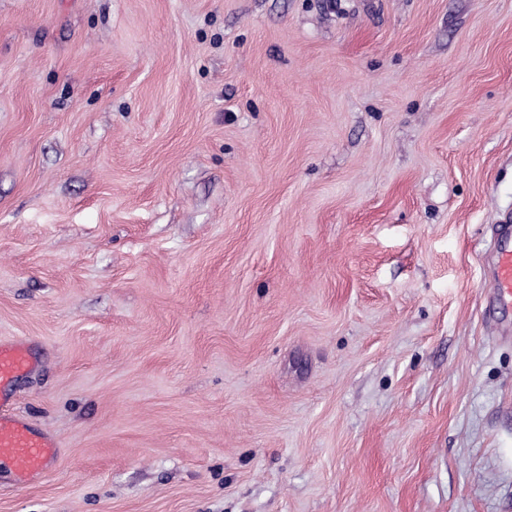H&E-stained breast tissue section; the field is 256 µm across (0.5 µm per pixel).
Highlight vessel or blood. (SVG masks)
I'll return each instance as SVG.
<instances>
[{"label": "vessel or blood", "instance_id": "1", "mask_svg": "<svg viewBox=\"0 0 512 512\" xmlns=\"http://www.w3.org/2000/svg\"><path fill=\"white\" fill-rule=\"evenodd\" d=\"M493 294L498 304L512 308V248L496 250L493 262ZM37 364L31 343L19 337L0 342V396ZM58 456L55 441L37 431L29 421L10 410L0 409V471L8 470L17 485L48 473Z\"/></svg>", "mask_w": 512, "mask_h": 512}]
</instances>
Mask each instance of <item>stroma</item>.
I'll return each mask as SVG.
<instances>
[{
  "mask_svg": "<svg viewBox=\"0 0 512 512\" xmlns=\"http://www.w3.org/2000/svg\"><path fill=\"white\" fill-rule=\"evenodd\" d=\"M512 0H0V512H512ZM493 294L503 308H512V248L500 247L494 254ZM37 364L31 343L19 337L0 342V396L10 391L15 383ZM57 444L47 434L37 431L29 421L0 409V471L8 470L17 485H26L35 475H44L54 466Z\"/></svg>",
  "mask_w": 512,
  "mask_h": 512,
  "instance_id": "35a3bbf8",
  "label": "stroma"
}]
</instances>
